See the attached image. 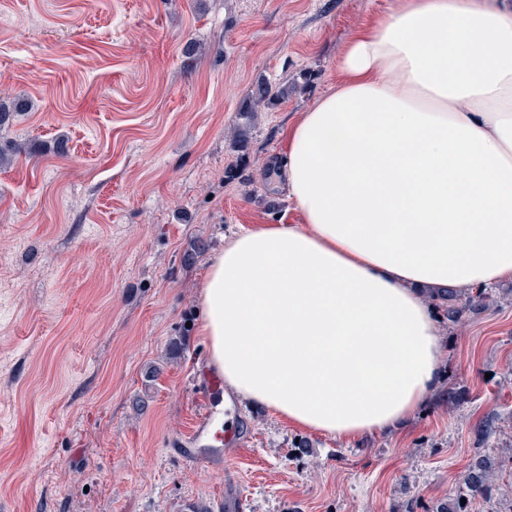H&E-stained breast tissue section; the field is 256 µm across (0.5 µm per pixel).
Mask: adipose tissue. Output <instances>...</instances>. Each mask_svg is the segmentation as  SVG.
Returning <instances> with one entry per match:
<instances>
[{
  "label": "adipose tissue",
  "instance_id": "obj_1",
  "mask_svg": "<svg viewBox=\"0 0 512 512\" xmlns=\"http://www.w3.org/2000/svg\"><path fill=\"white\" fill-rule=\"evenodd\" d=\"M275 171L301 221L211 258L208 365L292 427L399 425L440 382L428 293L512 280V0H401L355 28Z\"/></svg>",
  "mask_w": 512,
  "mask_h": 512
}]
</instances>
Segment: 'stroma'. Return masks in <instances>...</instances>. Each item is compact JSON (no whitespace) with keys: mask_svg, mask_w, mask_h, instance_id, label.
<instances>
[{"mask_svg":"<svg viewBox=\"0 0 512 512\" xmlns=\"http://www.w3.org/2000/svg\"><path fill=\"white\" fill-rule=\"evenodd\" d=\"M396 5L0 0V103H32L0 142L38 143L0 168V512H182L198 499L214 512H436L491 451L497 503L473 512H512V283L446 329L444 377L404 427L339 441L223 393L200 443L210 462L179 453L201 407L211 256L241 227L300 223L272 183L285 133L335 87L350 31ZM301 72L309 88L261 109L238 152L256 83ZM197 237L208 251L184 265ZM179 334L188 351L173 362ZM491 415L505 437L486 442L475 428Z\"/></svg>","mask_w":512,"mask_h":512,"instance_id":"1","label":"stroma"}]
</instances>
